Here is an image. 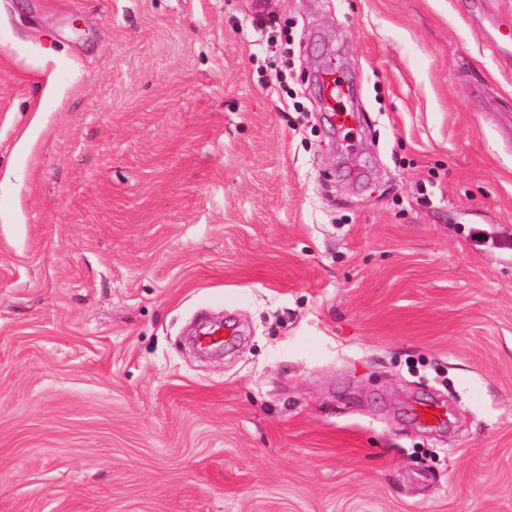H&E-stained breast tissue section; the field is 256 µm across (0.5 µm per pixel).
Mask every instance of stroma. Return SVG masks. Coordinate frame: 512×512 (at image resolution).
Returning <instances> with one entry per match:
<instances>
[{
    "mask_svg": "<svg viewBox=\"0 0 512 512\" xmlns=\"http://www.w3.org/2000/svg\"><path fill=\"white\" fill-rule=\"evenodd\" d=\"M503 18L0 0V512H512ZM319 85L330 120L334 122L339 131L348 134L356 123V114L346 105H338V101L346 97L348 91L351 93L350 85L345 77L334 68H328L322 72Z\"/></svg>",
    "mask_w": 512,
    "mask_h": 512,
    "instance_id": "35a3bbf8",
    "label": "stroma"
}]
</instances>
